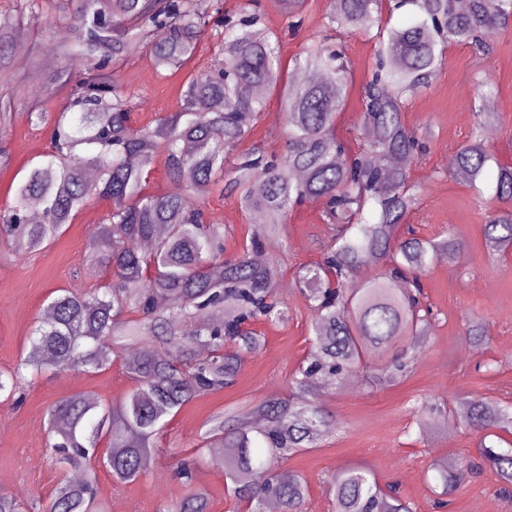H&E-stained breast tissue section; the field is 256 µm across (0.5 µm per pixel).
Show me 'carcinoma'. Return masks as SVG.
<instances>
[{
  "instance_id": "carcinoma-1",
  "label": "carcinoma",
  "mask_w": 512,
  "mask_h": 512,
  "mask_svg": "<svg viewBox=\"0 0 512 512\" xmlns=\"http://www.w3.org/2000/svg\"><path fill=\"white\" fill-rule=\"evenodd\" d=\"M0 10V139L6 138L12 102H37L45 89L69 88L56 112L30 114L51 130V151L40 156L0 209V239L19 254L55 242L92 199L111 202L88 242L87 291L61 289L37 319L31 348L12 369L0 370V398L15 397L24 371L97 374L118 360L132 389L115 403L73 393L48 409L47 447L52 462L84 478L61 483L45 512H109L98 496L94 462L106 442L103 467L116 484L145 474L155 461L157 435L188 402L223 390L248 355L262 346L256 324L279 323L288 309L276 295L278 270L251 255L281 231L288 213L318 202L331 235L321 259L303 266L297 284L309 302L313 349L288 383L287 394L239 410L231 422L216 416L199 434L193 455L176 460L173 476L186 489L162 512H210L208 492L197 485L205 458L224 469L234 496L265 512H303L304 481L285 479L276 464L319 447L334 421L313 396L320 383L358 374L370 385L403 378L424 342L434 312L424 301L420 275L432 260H453L446 237L398 236L419 198L411 171L424 152L427 131L409 127L407 103L430 86L445 51L465 45L487 52L495 36L512 29V0H329L323 32L312 35L286 72L281 40L263 18L224 10V0H79L68 13L62 0H14ZM407 8L410 20L391 23ZM42 25L58 28V50L69 67L47 74L44 89L23 82L35 59L21 60L14 40ZM375 40L376 52L361 102L363 140L336 135L348 98L350 72L342 36ZM223 56L221 72H193L180 94V110L154 128L131 124L132 97L117 78L131 49L154 59L169 77L197 55L202 38ZM475 132L456 153L453 176L476 189L496 169L493 199L501 204L484 225L495 254L512 247V164L500 163L483 138L492 80L481 81ZM260 87L278 92L285 118L283 148L241 150L259 122ZM169 186L147 191L158 160ZM220 187L246 212L265 222L249 228L242 251L224 257V225L187 202L198 185ZM36 204L42 220L32 223ZM208 350L201 358L198 347ZM140 356L127 360L126 350ZM419 427L434 416L461 421L481 434L478 452L512 492V407L474 398L463 413L420 398L410 407ZM442 493L461 483L465 470L435 467ZM327 492L334 512H415L392 484L367 470H340ZM0 512H37L33 500L0 491Z\"/></svg>"
}]
</instances>
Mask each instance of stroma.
Instances as JSON below:
<instances>
[{
	"mask_svg": "<svg viewBox=\"0 0 512 512\" xmlns=\"http://www.w3.org/2000/svg\"><path fill=\"white\" fill-rule=\"evenodd\" d=\"M268 28L282 38V57L298 54L317 33L328 10V0H307L299 22L282 11L279 0H255ZM351 66V92L336 130L354 140L361 130L359 99L370 76L374 44L365 36L344 40ZM147 55L136 50L124 62L120 78L134 94L137 107L132 121L157 124L179 109L180 90L189 70L209 68V51L198 53L189 69L159 78L146 68ZM493 82V107L498 118L490 126L488 143L499 161L512 164V31L496 36L492 50L481 55L467 46L447 50L439 78L413 97L405 120L408 126L428 129V150L412 170L419 187V207L409 223L422 238L451 237L456 259L433 262L422 275L425 301L436 314L425 345L410 374L398 385L349 392L322 388L318 399L336 422L319 447L293 455L279 471L301 476L308 486L305 512H331L325 487L337 470L359 466L380 483H396L416 512H434L438 481L436 462L468 466L477 459V434L462 424L431 423L418 428L409 406L428 396L448 405L481 397L512 405V251L489 254L484 244L488 210L478 194L492 195L493 182L474 191L450 174V161L469 139L475 123L477 82ZM266 109L248 136L247 145L281 148L284 125L277 95L266 94ZM50 132L34 126L26 105L11 117V134L0 146V208L11 199L14 185L25 175L31 160L49 149ZM192 203L203 206L210 219L220 220L231 235L226 256L238 254L253 216L244 214L235 199L215 189L190 192ZM109 202L91 200L66 225L52 245L24 255L15 254L0 240V368L15 366L30 349L29 335L41 316L48 295L56 289H80L88 282L83 259L91 228L109 210ZM319 204L308 203L288 214L282 237L276 238L271 260L279 270L277 296L288 309L283 323L262 324L257 331L262 347L247 357L235 384L192 400L181 408L160 434V453L151 471L127 484H115L99 471L102 497L122 503L125 512H159L181 498L184 487L172 475L176 458L187 454L204 422L213 414L246 403L279 396L288 379L312 348L310 307L295 282L299 267L319 260L327 226ZM483 321L485 341L473 343L463 320ZM121 363L96 375L71 372L31 380L20 403L0 401V491L47 498L70 473L55 466L47 448V409L72 393L94 395L106 403L121 400L131 389ZM500 479L486 468L465 479L448 494L443 512H512V498L498 493Z\"/></svg>",
	"mask_w": 512,
	"mask_h": 512,
	"instance_id": "stroma-1",
	"label": "stroma"
}]
</instances>
